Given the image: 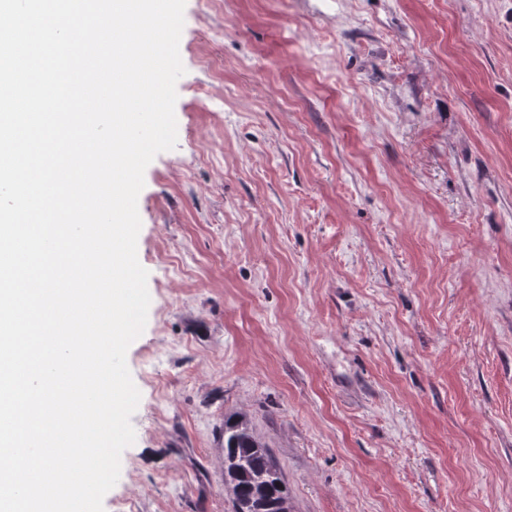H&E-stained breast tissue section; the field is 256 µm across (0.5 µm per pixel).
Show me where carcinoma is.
Instances as JSON below:
<instances>
[{"label": "carcinoma", "mask_w": 512, "mask_h": 512, "mask_svg": "<svg viewBox=\"0 0 512 512\" xmlns=\"http://www.w3.org/2000/svg\"><path fill=\"white\" fill-rule=\"evenodd\" d=\"M224 482L233 512H286L288 488L266 444L242 418H224Z\"/></svg>", "instance_id": "cac0c4a2"}]
</instances>
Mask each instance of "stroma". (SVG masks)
Listing matches in <instances>:
<instances>
[{
  "instance_id": "1",
  "label": "stroma",
  "mask_w": 512,
  "mask_h": 512,
  "mask_svg": "<svg viewBox=\"0 0 512 512\" xmlns=\"http://www.w3.org/2000/svg\"><path fill=\"white\" fill-rule=\"evenodd\" d=\"M104 512H512V0H186ZM223 439L224 482L232 493V511H290L282 472L248 423L225 417Z\"/></svg>"
}]
</instances>
